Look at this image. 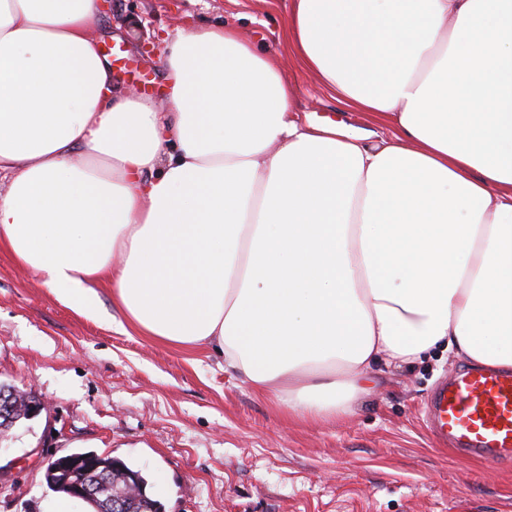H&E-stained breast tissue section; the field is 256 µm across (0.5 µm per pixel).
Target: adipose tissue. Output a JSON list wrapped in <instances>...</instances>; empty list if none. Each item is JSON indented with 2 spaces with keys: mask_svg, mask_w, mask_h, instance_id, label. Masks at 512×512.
Listing matches in <instances>:
<instances>
[{
  "mask_svg": "<svg viewBox=\"0 0 512 512\" xmlns=\"http://www.w3.org/2000/svg\"><path fill=\"white\" fill-rule=\"evenodd\" d=\"M102 0H0V248L96 314L224 356L308 423L372 365L512 366V0H291L293 49L369 143L303 125L225 27L165 42V109L127 95Z\"/></svg>",
  "mask_w": 512,
  "mask_h": 512,
  "instance_id": "obj_1",
  "label": "adipose tissue"
}]
</instances>
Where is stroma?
Returning a JSON list of instances; mask_svg holds the SVG:
<instances>
[{
	"label": "stroma",
	"mask_w": 512,
	"mask_h": 512,
	"mask_svg": "<svg viewBox=\"0 0 512 512\" xmlns=\"http://www.w3.org/2000/svg\"><path fill=\"white\" fill-rule=\"evenodd\" d=\"M291 0H110L94 28L115 82L158 97L163 40L227 26L274 58L301 122L388 139L393 126L339 101L294 52ZM98 315L56 300L0 249V383L44 408L0 438V512H51L58 499L31 451H93L141 469L165 512H512V468L441 449L423 417L436 385L467 369L434 352L373 369L351 417L310 424L260 396L213 349L185 350L124 324L112 288Z\"/></svg>",
	"instance_id": "stroma-1"
}]
</instances>
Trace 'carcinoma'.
Instances as JSON below:
<instances>
[{
    "label": "carcinoma",
    "mask_w": 512,
    "mask_h": 512,
    "mask_svg": "<svg viewBox=\"0 0 512 512\" xmlns=\"http://www.w3.org/2000/svg\"><path fill=\"white\" fill-rule=\"evenodd\" d=\"M79 472L87 483L99 486L95 497L85 500L89 512H110L106 505L113 493L132 483L139 489L135 512H165L164 505L149 495L148 479L139 469H133L112 457L92 451L72 452L56 458L54 468L45 471L47 486L64 499L72 498L70 475Z\"/></svg>",
    "instance_id": "cac0c4a2"
}]
</instances>
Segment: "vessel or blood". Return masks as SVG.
<instances>
[{
  "mask_svg": "<svg viewBox=\"0 0 512 512\" xmlns=\"http://www.w3.org/2000/svg\"><path fill=\"white\" fill-rule=\"evenodd\" d=\"M437 440L487 466L512 463V371L469 369L440 382L426 405Z\"/></svg>",
  "mask_w": 512,
  "mask_h": 512,
  "instance_id": "b4317fda",
  "label": "vessel or blood"
}]
</instances>
